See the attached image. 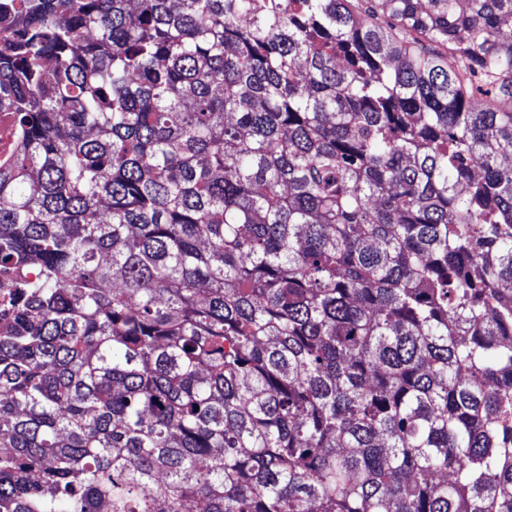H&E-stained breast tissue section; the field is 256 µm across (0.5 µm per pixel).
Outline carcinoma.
Wrapping results in <instances>:
<instances>
[{
    "label": "carcinoma",
    "mask_w": 512,
    "mask_h": 512,
    "mask_svg": "<svg viewBox=\"0 0 512 512\" xmlns=\"http://www.w3.org/2000/svg\"><path fill=\"white\" fill-rule=\"evenodd\" d=\"M0 115V512H512V0H0Z\"/></svg>",
    "instance_id": "1"
}]
</instances>
